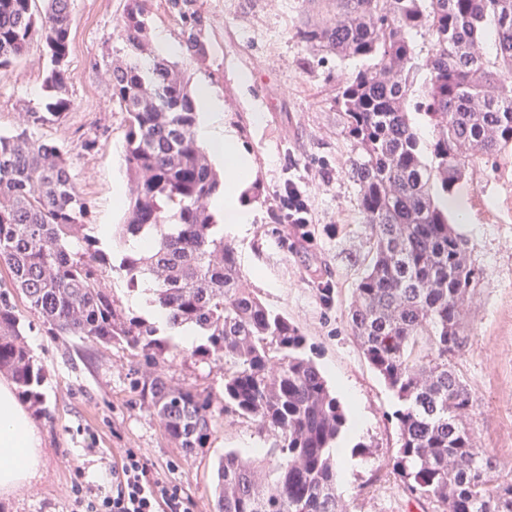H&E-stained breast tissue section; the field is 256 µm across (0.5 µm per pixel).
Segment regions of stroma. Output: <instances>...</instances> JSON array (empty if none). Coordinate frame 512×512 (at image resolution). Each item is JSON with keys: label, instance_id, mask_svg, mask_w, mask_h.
<instances>
[{"label": "stroma", "instance_id": "1", "mask_svg": "<svg viewBox=\"0 0 512 512\" xmlns=\"http://www.w3.org/2000/svg\"><path fill=\"white\" fill-rule=\"evenodd\" d=\"M126 0H70L69 94L73 106L61 123L34 135L67 154L76 187L94 204L92 222L119 224L124 210L112 204V185L126 179L125 114L112 101L108 64L124 53L119 24ZM209 45L206 59L173 61L191 87L207 84L224 99V119L234 127L255 164L248 194L256 211L244 237L234 239L240 270L272 309L288 315L307 337V353L329 385L344 381L356 396L349 408L361 429L345 439L350 454L337 494L347 512H440L437 503L411 496L386 465L398 448L393 393L364 358L347 319L352 289L371 243L349 176L353 146L336 110L341 81L360 67L357 59L319 52L297 35L315 0H198ZM49 58L33 44L0 77V133L22 126L29 108L44 99ZM93 137L92 152L79 148ZM306 181L318 232L313 243L283 237L275 223L277 195L287 179ZM469 221L457 225L470 262L482 271L463 304L466 345L453 360L473 396L467 416L477 447L493 457L498 479H512V156L498 165L479 163L456 191ZM335 235H328V226ZM331 281L334 300L324 305L313 290ZM25 343L46 369L45 411L34 414L43 439V475L10 498L0 512H70L77 478L100 480L102 458L139 450L152 471L178 483L194 512H211L219 456L237 450L266 454L267 434L231 414L218 417L208 447L185 453L140 404L133 386L145 370L141 353L47 334L36 315L18 302ZM170 382L216 396L224 391V367L178 358Z\"/></svg>", "mask_w": 512, "mask_h": 512}]
</instances>
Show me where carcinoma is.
I'll return each instance as SVG.
<instances>
[{
	"label": "carcinoma",
	"mask_w": 512,
	"mask_h": 512,
	"mask_svg": "<svg viewBox=\"0 0 512 512\" xmlns=\"http://www.w3.org/2000/svg\"><path fill=\"white\" fill-rule=\"evenodd\" d=\"M147 2L129 0L127 59L110 75L112 102L126 114L131 189L124 221L105 240L91 233L93 205L72 181L66 153L31 132L72 107L69 0H45L41 13L35 0H0V74L38 39L50 59L41 106L27 110L24 127L0 133V268L10 276L0 287V372L44 412L46 370L25 345L18 294L52 336L142 352L149 371L134 387L183 451L207 447L217 415L229 412L272 437L266 466L224 453L213 512H344L336 448L348 414L307 354V336L255 294L224 240L210 210L224 180L196 140L189 80L164 59L150 77L139 66ZM168 2L187 51L206 56L196 0ZM336 8V21L309 17L298 35L368 62L342 82L336 109L357 149L350 174L372 242L347 318L400 403V447L387 466L412 495L448 512H512V479L493 476L492 457L463 424L472 397L449 358L463 347L461 304L482 272L439 205L473 163L512 154V0H336ZM423 31L433 50L420 82L412 38ZM483 44L490 50L474 51ZM417 114L431 126L427 140ZM136 239L148 240L147 249L126 248ZM114 272L127 291L167 310V322L127 312ZM145 280L155 287L139 289ZM183 327L199 338L190 350L177 341ZM180 356L224 363V407L168 382L165 368Z\"/></svg>",
	"instance_id": "carcinoma-1"
}]
</instances>
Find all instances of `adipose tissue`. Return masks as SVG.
Instances as JSON below:
<instances>
[{
	"label": "adipose tissue",
	"mask_w": 512,
	"mask_h": 512,
	"mask_svg": "<svg viewBox=\"0 0 512 512\" xmlns=\"http://www.w3.org/2000/svg\"><path fill=\"white\" fill-rule=\"evenodd\" d=\"M197 105L201 110L197 137L224 165V191L211 201L224 233L243 236L255 213L244 190L254 175V161L235 129L222 125L224 100L207 85H200ZM43 448L39 428L17 401L9 382L0 381V494L7 496L31 485L42 476Z\"/></svg>",
	"instance_id": "1"
}]
</instances>
